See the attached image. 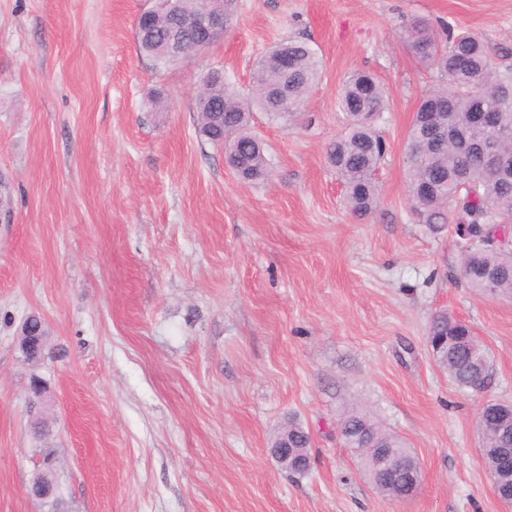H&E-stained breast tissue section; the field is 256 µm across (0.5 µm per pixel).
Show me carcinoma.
Returning a JSON list of instances; mask_svg holds the SVG:
<instances>
[{"mask_svg":"<svg viewBox=\"0 0 512 512\" xmlns=\"http://www.w3.org/2000/svg\"><path fill=\"white\" fill-rule=\"evenodd\" d=\"M203 0H180V14L153 26L150 37L137 40L141 53L156 65L171 67L164 50L176 32L187 38L199 35L181 26L184 16L199 15ZM404 41L421 63L436 68L444 85L426 90L420 97L406 136L407 192L414 221L434 233L456 227L460 244L462 278L482 295L512 299V248L501 242L498 231L512 225V68L502 69L481 40L469 33H444L423 18L404 30ZM288 52V77L272 65L279 52ZM322 72L321 61L306 43L288 40L275 45L251 74L253 98L232 89L224 75L209 71L196 96L200 131L207 140L224 146L227 166L243 181L263 180L270 160L259 139L250 131L252 107L273 118L302 114L313 85ZM388 99L372 76L355 73L342 87L338 106L347 116L344 134L332 140L327 161L343 183L348 209L357 217L370 214L381 201L379 169L385 159L386 140L377 128ZM497 113L494 127L471 124L472 112ZM428 335L441 344L437 363L455 385L478 392L490 379V362L483 342L471 326L446 311L432 317ZM350 448H385L404 469L391 482L379 476L380 465L371 452L360 454L364 470L375 488L393 498H405L414 485L413 456L396 436L382 431L364 416L351 414L341 421ZM482 464L496 476L498 442L484 431ZM294 459L308 457L309 436L298 424L288 427ZM51 452L32 482L43 481L47 492L39 501L51 508L60 502V490L52 473Z\"/></svg>","mask_w":512,"mask_h":512,"instance_id":"1","label":"carcinoma"}]
</instances>
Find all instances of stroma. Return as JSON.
<instances>
[{
	"label": "stroma",
	"instance_id": "obj_1",
	"mask_svg": "<svg viewBox=\"0 0 512 512\" xmlns=\"http://www.w3.org/2000/svg\"><path fill=\"white\" fill-rule=\"evenodd\" d=\"M150 6L0 0V512H47L27 491L46 445L61 512H512L477 427L483 402L512 404V301L468 288L455 237L410 214L406 135L442 80L403 41L422 17L511 65L512 0H238L223 35L169 69L136 43ZM289 38L316 51L321 79L299 117L255 113L271 175L243 182L201 134L196 94L213 69L249 94ZM354 71L389 98L382 200L362 219L326 160ZM443 309L489 350L483 392L428 348ZM33 312L51 349L35 366L17 346ZM353 412L418 460L415 495L373 487L340 433ZM291 420L310 436L303 475L270 453Z\"/></svg>",
	"mask_w": 512,
	"mask_h": 512
}]
</instances>
